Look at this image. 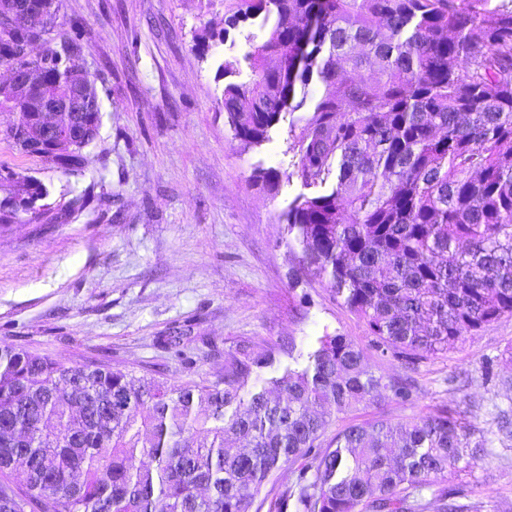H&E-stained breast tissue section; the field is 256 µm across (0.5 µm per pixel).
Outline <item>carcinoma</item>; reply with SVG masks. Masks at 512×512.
I'll return each instance as SVG.
<instances>
[{"mask_svg": "<svg viewBox=\"0 0 512 512\" xmlns=\"http://www.w3.org/2000/svg\"><path fill=\"white\" fill-rule=\"evenodd\" d=\"M62 0H23L0 28V60L30 88L0 98L6 141L65 171L86 157L37 133L51 103L82 85L99 120L78 38L51 37ZM275 15L245 53L252 77L224 86L234 138L259 144L286 110L320 96L299 134L306 187L288 211L302 261L324 277L378 342L425 359L512 317V7L492 0H239L227 24ZM69 63L65 72L52 59ZM0 224L40 219L43 183L17 172ZM295 345L224 353L217 379L172 385L120 362L66 365L0 345V512H478L450 483L478 458L469 426L445 413L383 418L327 436L360 402L412 396L368 370L363 352L326 333L301 364ZM286 355L291 362L267 378ZM432 491L425 499L423 491Z\"/></svg>", "mask_w": 512, "mask_h": 512, "instance_id": "1", "label": "carcinoma"}]
</instances>
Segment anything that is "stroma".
<instances>
[{
	"label": "stroma",
	"mask_w": 512,
	"mask_h": 512,
	"mask_svg": "<svg viewBox=\"0 0 512 512\" xmlns=\"http://www.w3.org/2000/svg\"><path fill=\"white\" fill-rule=\"evenodd\" d=\"M234 0H62L58 31L78 36L96 80L101 125L86 167L65 172L0 141V173L47 189L44 218L0 228V345H23L69 363L110 360L172 383L212 380L241 340H294L307 354L339 332L378 375L410 378L409 401L360 404L334 429L438 410L485 437L484 458L456 477L479 512H512V318L407 367L304 269L286 214L305 188L294 132L316 94L282 112L267 140L244 146L226 122L227 81L245 82L243 56L272 21L227 27ZM239 59L233 76L220 70ZM278 175L275 192L256 172ZM82 199L84 207L71 203ZM179 336L186 359L165 337Z\"/></svg>",
	"instance_id": "35a3bbf8"
}]
</instances>
